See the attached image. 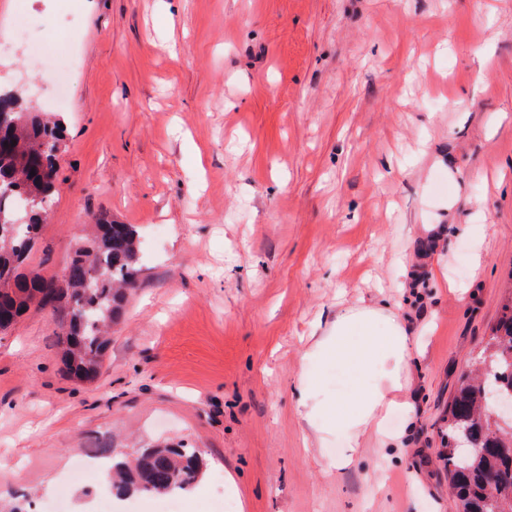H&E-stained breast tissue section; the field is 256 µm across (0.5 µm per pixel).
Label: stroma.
Wrapping results in <instances>:
<instances>
[{"label":"stroma","instance_id":"stroma-1","mask_svg":"<svg viewBox=\"0 0 512 512\" xmlns=\"http://www.w3.org/2000/svg\"><path fill=\"white\" fill-rule=\"evenodd\" d=\"M52 79L60 171L24 269L60 278L105 214L142 272L96 382L63 372L49 310L0 334V504L44 507L102 444L183 442L188 512H453L444 418L512 295V0H0V89L48 112ZM360 295L422 338L417 422L330 479L291 384Z\"/></svg>","mask_w":512,"mask_h":512}]
</instances>
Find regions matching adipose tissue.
Segmentation results:
<instances>
[{
	"mask_svg": "<svg viewBox=\"0 0 512 512\" xmlns=\"http://www.w3.org/2000/svg\"><path fill=\"white\" fill-rule=\"evenodd\" d=\"M420 353L402 316L382 299L357 298L314 326L293 392L305 447L336 449L323 461L325 474L356 465L367 440L382 448L405 446L416 419L410 373ZM309 365L315 368L310 375ZM397 413L406 427L388 431L387 422Z\"/></svg>",
	"mask_w": 512,
	"mask_h": 512,
	"instance_id": "1",
	"label": "adipose tissue"
}]
</instances>
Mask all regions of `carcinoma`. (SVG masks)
Returning a JSON list of instances; mask_svg holds the SVG:
<instances>
[{
    "mask_svg": "<svg viewBox=\"0 0 512 512\" xmlns=\"http://www.w3.org/2000/svg\"><path fill=\"white\" fill-rule=\"evenodd\" d=\"M63 119L32 107L17 95L0 93V332L10 329L35 304L65 317L64 371L72 378L98 379L106 335L119 318L126 291L139 275L140 238L135 225L96 217L92 237L77 248L55 282L19 272L43 224L55 189ZM476 360L488 367L463 375L448 404L446 449L455 512H512V423L490 419L486 382L512 394V302ZM112 491L165 495L185 492L202 471L199 451L183 444L146 448L134 458L97 450Z\"/></svg>",
    "mask_w": 512,
    "mask_h": 512,
    "instance_id": "cac0c4a2",
    "label": "carcinoma"
}]
</instances>
